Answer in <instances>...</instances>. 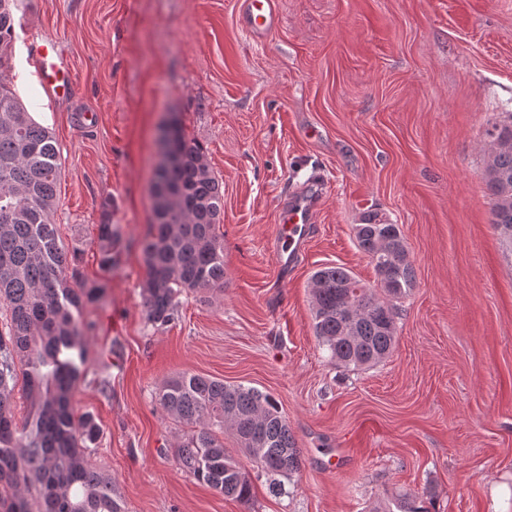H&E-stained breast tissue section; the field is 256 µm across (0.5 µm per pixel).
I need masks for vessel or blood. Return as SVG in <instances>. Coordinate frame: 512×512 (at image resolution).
Wrapping results in <instances>:
<instances>
[{"mask_svg":"<svg viewBox=\"0 0 512 512\" xmlns=\"http://www.w3.org/2000/svg\"><path fill=\"white\" fill-rule=\"evenodd\" d=\"M240 23L255 40L267 39L277 27L274 0H243ZM27 46L29 63L41 86L57 102L71 100L75 91L73 73L56 41L32 33L28 36ZM321 197V191L317 190L283 209L276 233L278 247L275 256L279 270L293 267L304 250L313 233L317 204Z\"/></svg>","mask_w":512,"mask_h":512,"instance_id":"obj_1","label":"vessel or blood"}]
</instances>
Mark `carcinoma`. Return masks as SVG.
I'll return each instance as SVG.
<instances>
[{"label": "carcinoma", "instance_id": "carcinoma-1", "mask_svg": "<svg viewBox=\"0 0 512 512\" xmlns=\"http://www.w3.org/2000/svg\"><path fill=\"white\" fill-rule=\"evenodd\" d=\"M16 0H0V305L9 320L0 330V512H123L112 477L90 459L100 435L94 416L77 413L73 391L85 375L83 311L100 302L104 281L88 279L81 251L66 248L54 224L62 161L48 128L27 111L6 72L12 68ZM512 142V113L501 112L486 131ZM173 166L155 172L153 222L142 242L148 321L167 326L179 317L183 291L224 288V190L211 173L203 146L178 127L170 141ZM493 200V227L512 253V148L485 170ZM355 240L373 266L368 286L333 265L311 278L315 336L337 365L371 367L392 353L397 303L417 285L399 225L368 213ZM120 234L98 225L99 266L118 264ZM23 380L28 412L15 414L14 391ZM157 400L175 420L193 427L180 437L176 465L240 503L253 497L248 470L224 448L228 430L252 468L280 491L301 470L300 452L275 400L254 387L182 373L166 380Z\"/></svg>", "mask_w": 512, "mask_h": 512}]
</instances>
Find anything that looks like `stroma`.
Wrapping results in <instances>:
<instances>
[{
    "label": "stroma",
    "mask_w": 512,
    "mask_h": 512,
    "mask_svg": "<svg viewBox=\"0 0 512 512\" xmlns=\"http://www.w3.org/2000/svg\"><path fill=\"white\" fill-rule=\"evenodd\" d=\"M242 0H24L10 78L60 148L55 216L82 270L107 285L87 308V376L74 390L101 440L90 458L124 512H372L430 497L431 512H512V260L492 224L485 131L512 112V0H275L263 42ZM58 40L75 75L64 105L39 85L29 33ZM206 150L224 188V290L187 292L152 326L140 243L152 220L156 137L168 117ZM328 188L289 272L276 267L284 202ZM110 211L119 264L99 266ZM399 225L417 286L392 355L336 366L312 328L310 277L376 276L354 226ZM270 394L302 460L243 505L181 472L185 431L156 399L180 373Z\"/></svg>",
    "instance_id": "obj_1"
}]
</instances>
